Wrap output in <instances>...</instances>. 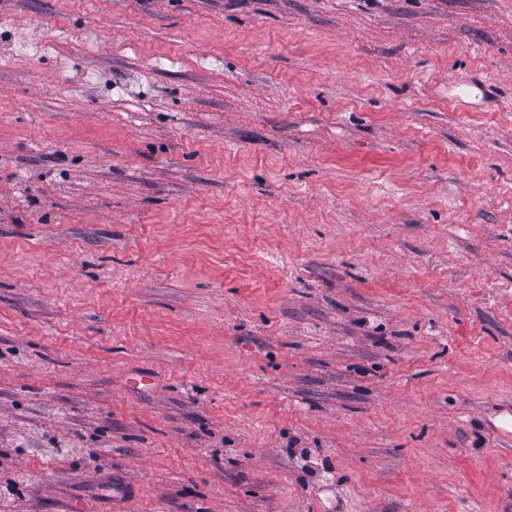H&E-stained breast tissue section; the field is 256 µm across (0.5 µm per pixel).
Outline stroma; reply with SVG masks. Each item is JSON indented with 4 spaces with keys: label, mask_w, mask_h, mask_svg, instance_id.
Here are the masks:
<instances>
[{
    "label": "stroma",
    "mask_w": 512,
    "mask_h": 512,
    "mask_svg": "<svg viewBox=\"0 0 512 512\" xmlns=\"http://www.w3.org/2000/svg\"><path fill=\"white\" fill-rule=\"evenodd\" d=\"M17 476L13 512H512V0H0ZM455 91L452 96V101L457 104L459 108L471 110L475 106H479L480 100L484 99L485 90L483 87L475 84H456Z\"/></svg>",
    "instance_id": "1"
}]
</instances>
